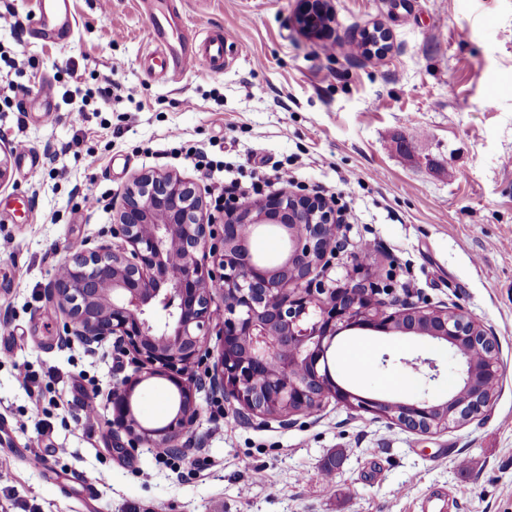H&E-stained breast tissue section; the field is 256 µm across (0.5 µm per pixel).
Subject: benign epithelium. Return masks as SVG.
I'll return each instance as SVG.
<instances>
[{"mask_svg":"<svg viewBox=\"0 0 512 512\" xmlns=\"http://www.w3.org/2000/svg\"><path fill=\"white\" fill-rule=\"evenodd\" d=\"M330 0H300L297 25L332 35ZM280 227L286 248L274 261L253 255L249 239L260 227ZM336 211L320 196L275 194L224 214L222 227L208 213L200 188L167 173H142L122 193L110 236L72 251L45 288L50 304L66 317L64 340L89 352L107 342L130 356L134 373L112 388V426L130 440L179 453L178 439L195 423V393L206 391L237 405L248 424L281 428L293 416L311 414L333 399L358 413L390 420L401 429L428 435L480 416L502 382L499 344L462 309L386 300L390 290L354 262L347 282L328 288L314 276L324 257L336 253ZM215 257L213 267L207 256ZM220 285L222 304H215ZM349 329L388 335L413 334L449 348L458 380L446 399L390 401L362 396L332 373L337 337ZM219 336L214 364L208 340ZM486 351L481 362L470 346ZM415 371L430 358L403 359ZM162 377L178 396L175 415L164 425H143L133 411L135 389Z\"/></svg>","mask_w":512,"mask_h":512,"instance_id":"1","label":"benign epithelium"}]
</instances>
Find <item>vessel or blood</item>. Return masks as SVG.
<instances>
[{"label": "vessel or blood", "instance_id": "vessel-or-blood-1", "mask_svg": "<svg viewBox=\"0 0 512 512\" xmlns=\"http://www.w3.org/2000/svg\"><path fill=\"white\" fill-rule=\"evenodd\" d=\"M70 0H37V34L46 40L66 38L72 28ZM184 21L176 10L159 11L149 17L148 38L154 49L146 56L150 68L159 74L179 77L196 64L206 65L212 73L224 71L227 39L224 35L196 39L183 33Z\"/></svg>", "mask_w": 512, "mask_h": 512}]
</instances>
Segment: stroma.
Listing matches in <instances>:
<instances>
[{
	"instance_id": "obj_1",
	"label": "stroma",
	"mask_w": 512,
	"mask_h": 512,
	"mask_svg": "<svg viewBox=\"0 0 512 512\" xmlns=\"http://www.w3.org/2000/svg\"><path fill=\"white\" fill-rule=\"evenodd\" d=\"M170 1L71 0L72 35L47 42L33 31L34 0H0V86L15 89L0 104V147L23 140L32 155L10 156L0 184V321L12 328L0 334V471L11 475L0 512H422L437 495L440 512H512V0H331L332 45L298 30V0H174L190 31L224 33L230 47L223 74L200 64L168 81L145 57L148 12ZM376 25L387 53L351 54ZM184 146L217 168L195 167ZM280 167L292 190L325 198L361 179L327 284L344 281L368 240L374 282L461 308L497 337L504 377L483 414L417 435L330 402L282 429L242 423L201 392L167 461L113 432L108 397L133 368L111 348L64 342L65 317L44 298L55 269L108 234L138 174L196 183L215 214V183ZM86 193L98 208L84 206ZM338 347L347 356L336 373L368 397L440 398L457 378L446 348L419 337L348 330ZM420 355L437 360V379L405 367ZM171 390L142 383L138 418L168 421ZM88 396L94 421L80 416ZM35 440L47 467L28 459Z\"/></svg>"
}]
</instances>
